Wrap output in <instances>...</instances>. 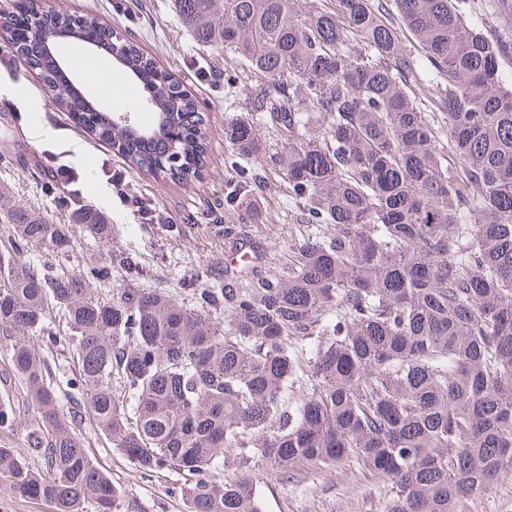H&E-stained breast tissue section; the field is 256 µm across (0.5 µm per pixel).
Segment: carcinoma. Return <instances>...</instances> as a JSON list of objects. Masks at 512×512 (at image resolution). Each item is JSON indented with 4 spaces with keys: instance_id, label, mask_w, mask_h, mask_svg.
<instances>
[{
    "instance_id": "cac0c4a2",
    "label": "carcinoma",
    "mask_w": 512,
    "mask_h": 512,
    "mask_svg": "<svg viewBox=\"0 0 512 512\" xmlns=\"http://www.w3.org/2000/svg\"><path fill=\"white\" fill-rule=\"evenodd\" d=\"M174 2L198 43L224 50V86L247 91L250 116L224 123L232 156L282 172L313 232L275 273L244 261L216 286L183 289L186 303L165 288L89 294L107 270L32 265L24 251L59 253L66 232L38 212L8 213L0 340L38 411L30 443L41 465L0 446V477L54 512L88 502L114 512L119 489L88 455L81 413L140 472L182 473L187 512H260L248 477L224 479L230 450L242 470L354 460L395 489L388 512H455L512 467V39L475 26L467 0ZM41 20L49 32L112 41L93 17ZM0 35L134 167L180 181L203 164L195 101L134 42L116 54L152 79L156 142L112 136L106 114L70 96L59 59L15 37L12 17L0 16ZM266 124L282 137L273 148ZM264 189L259 170L238 169L224 212L257 223ZM244 237L242 224H224L225 250ZM54 308L78 364L77 412L61 404L34 343ZM303 350L314 384L290 411Z\"/></svg>"
}]
</instances>
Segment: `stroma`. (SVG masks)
I'll return each mask as SVG.
<instances>
[{"mask_svg": "<svg viewBox=\"0 0 512 512\" xmlns=\"http://www.w3.org/2000/svg\"><path fill=\"white\" fill-rule=\"evenodd\" d=\"M41 6L75 17L93 16L113 31L135 40L145 55L167 70L193 98L204 118L207 157L199 173L175 182L130 167L109 142L91 133L69 112L60 108L53 91L0 39V214L17 206L42 212L64 225L68 247L59 256L31 249L25 260L71 273L87 262L110 265L108 283L90 282L91 294L127 287L129 281L117 258L135 253L143 266V288H164L179 294L183 280L196 278L214 284L224 277V232L216 227L210 206L224 198L231 178L230 150L224 142V122L244 112L246 94L229 96L224 90V52L197 44L175 14L173 0H129V9L116 14L114 0H39ZM212 75L202 78L201 68ZM47 131L45 139L35 130ZM57 155L70 168V184L55 181L45 161ZM127 192L142 198L154 218L121 204ZM288 182L267 170L258 238L266 254L284 263L295 243L307 234L287 210ZM103 212L106 229L94 235L79 224L80 211ZM68 325L60 312L48 315L37 346L53 368L65 405H79L82 395L73 381L77 364L66 340ZM0 402L16 416L10 429H0V446L14 449L23 462H33L27 435L35 410L26 401L12 369L9 345L0 342ZM89 456L121 490L118 512H186L179 492L184 477L173 470L144 474L118 449L100 436L90 418H80ZM260 490L263 512H387L391 487L356 461L304 464L282 476L265 464L251 468ZM456 512H512V467L502 470L485 491L461 499Z\"/></svg>", "mask_w": 512, "mask_h": 512, "instance_id": "1", "label": "stroma"}]
</instances>
